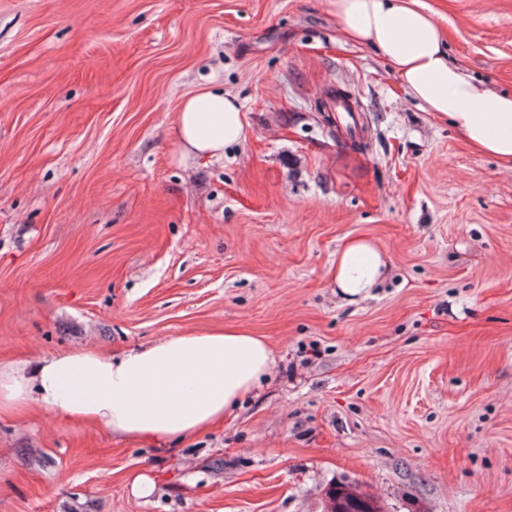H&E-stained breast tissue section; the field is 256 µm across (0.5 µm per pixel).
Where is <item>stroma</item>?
Segmentation results:
<instances>
[{"label": "stroma", "instance_id": "obj_1", "mask_svg": "<svg viewBox=\"0 0 512 512\" xmlns=\"http://www.w3.org/2000/svg\"><path fill=\"white\" fill-rule=\"evenodd\" d=\"M420 2L451 63L512 91V0ZM201 86L247 123L218 160L176 144ZM355 236L384 268L352 297ZM224 327L276 365L222 423L152 446L1 418L0 512H323L336 482L387 512H512V167L331 0H0V363ZM383 266L380 253L368 239H350L336 253V284L345 293L361 294L377 282Z\"/></svg>", "mask_w": 512, "mask_h": 512}]
</instances>
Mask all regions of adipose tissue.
I'll return each instance as SVG.
<instances>
[{
    "label": "adipose tissue",
    "instance_id": "1",
    "mask_svg": "<svg viewBox=\"0 0 512 512\" xmlns=\"http://www.w3.org/2000/svg\"><path fill=\"white\" fill-rule=\"evenodd\" d=\"M333 6L343 34L390 61L413 99L451 120L475 147L512 163V93L488 89L451 64L433 14L416 0H333ZM175 133L184 154L219 159L245 139V116L222 89L205 87L183 99ZM382 266L368 239H350L336 254V284L361 294L377 282ZM273 365L263 338L231 328L173 336L117 356L77 349L31 368L23 362L0 366V413L36 403L165 445L222 420Z\"/></svg>",
    "mask_w": 512,
    "mask_h": 512
}]
</instances>
